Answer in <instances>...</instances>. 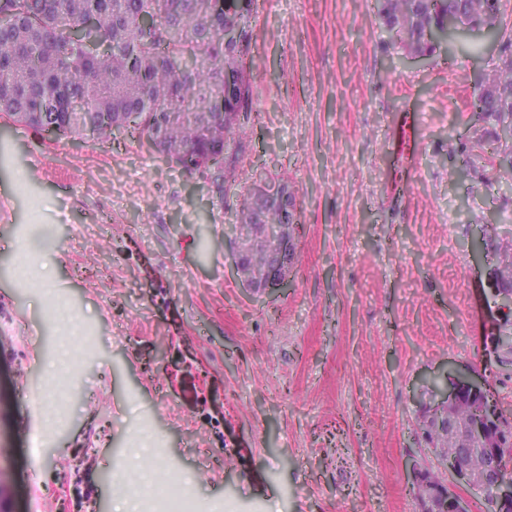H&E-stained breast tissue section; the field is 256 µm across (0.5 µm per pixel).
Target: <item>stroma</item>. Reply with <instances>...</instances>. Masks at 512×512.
<instances>
[{"instance_id": "1", "label": "stroma", "mask_w": 512, "mask_h": 512, "mask_svg": "<svg viewBox=\"0 0 512 512\" xmlns=\"http://www.w3.org/2000/svg\"><path fill=\"white\" fill-rule=\"evenodd\" d=\"M254 113L223 189L146 146L57 140L0 116V480L13 512H124L190 481L200 512H419L430 383L484 382L512 420V138L468 101L512 47L404 57L376 0H257ZM419 117L400 163L403 113ZM282 176L291 285L233 267L244 195ZM32 266L72 326L50 321ZM55 404L48 377L61 348Z\"/></svg>"}]
</instances>
